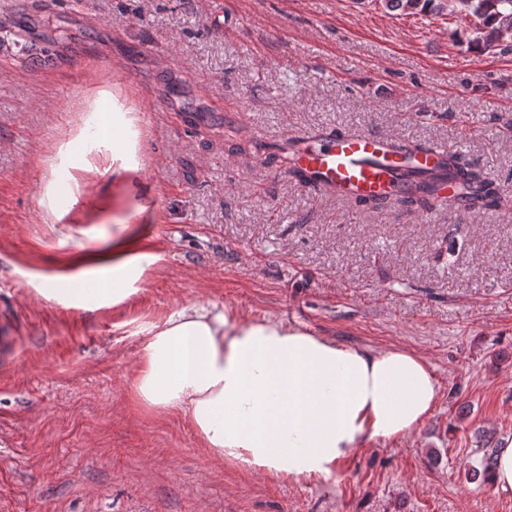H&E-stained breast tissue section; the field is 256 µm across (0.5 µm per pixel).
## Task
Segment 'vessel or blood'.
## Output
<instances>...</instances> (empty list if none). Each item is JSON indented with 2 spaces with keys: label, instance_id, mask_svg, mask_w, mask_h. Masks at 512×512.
<instances>
[{
  "label": "vessel or blood",
  "instance_id": "obj_1",
  "mask_svg": "<svg viewBox=\"0 0 512 512\" xmlns=\"http://www.w3.org/2000/svg\"><path fill=\"white\" fill-rule=\"evenodd\" d=\"M297 164L337 197L352 201L373 195H392L404 184L407 166L433 170L448 159V148L436 145L412 158L395 152L393 142L379 135L329 132L303 138Z\"/></svg>",
  "mask_w": 512,
  "mask_h": 512
}]
</instances>
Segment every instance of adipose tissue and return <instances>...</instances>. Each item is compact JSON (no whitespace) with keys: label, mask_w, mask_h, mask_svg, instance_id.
Returning <instances> with one entry per match:
<instances>
[{"label":"adipose tissue","mask_w":512,"mask_h":512,"mask_svg":"<svg viewBox=\"0 0 512 512\" xmlns=\"http://www.w3.org/2000/svg\"><path fill=\"white\" fill-rule=\"evenodd\" d=\"M108 255L104 274L87 270L65 288L43 282L36 296L118 306L159 260L132 234L113 239ZM130 394L150 413H188L211 458L330 491L357 448L414 433L436 405L438 384L407 349H357L273 317L193 303L146 328Z\"/></svg>","instance_id":"1"}]
</instances>
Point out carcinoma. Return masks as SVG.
Instances as JSON below:
<instances>
[{"label":"carcinoma","mask_w":512,"mask_h":512,"mask_svg":"<svg viewBox=\"0 0 512 512\" xmlns=\"http://www.w3.org/2000/svg\"><path fill=\"white\" fill-rule=\"evenodd\" d=\"M446 0H384L389 10L433 13L445 7ZM454 7L477 20L476 37L472 44L479 50L493 47L503 36L512 32V0H455ZM404 179L410 189L394 197H370L356 201L366 209H381L393 203L407 211L441 208L436 192L443 180L456 185L460 203L465 208L480 212L497 209L504 204L500 183L476 167L465 155L452 152L448 162L439 170H408ZM494 457L484 455L479 467L472 468V476L491 482Z\"/></svg>","instance_id":"cac0c4a2"}]
</instances>
